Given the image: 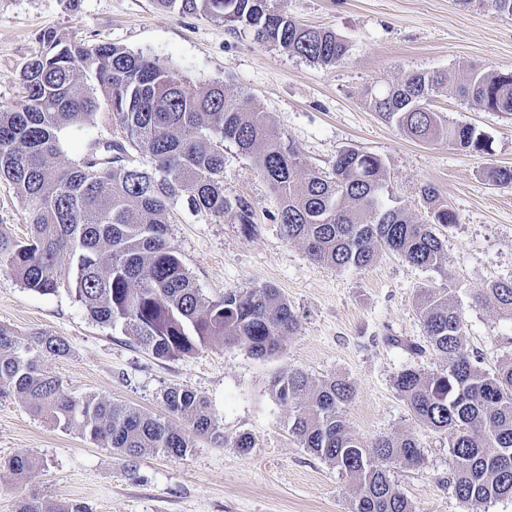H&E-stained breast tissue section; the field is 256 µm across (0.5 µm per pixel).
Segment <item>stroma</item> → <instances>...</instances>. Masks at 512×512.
<instances>
[{"instance_id": "1", "label": "stroma", "mask_w": 512, "mask_h": 512, "mask_svg": "<svg viewBox=\"0 0 512 512\" xmlns=\"http://www.w3.org/2000/svg\"><path fill=\"white\" fill-rule=\"evenodd\" d=\"M303 23L336 31L347 43L340 63L322 66L229 31L223 21L181 15L157 0H0V106L23 96L19 72L40 53L52 31L88 45L112 43L155 58L189 83H223L249 96L289 140L306 173L330 171L354 147L381 157L394 205L414 223L428 220L421 197L433 185L455 210L441 229L446 271L438 273L385 253L371 265L334 269L312 262L286 241L273 219L277 200L252 161L224 147V193L252 208L253 228L173 205L169 241L206 297L269 285L295 311L299 324L273 354L255 357L213 343L192 355L159 360L122 324L91 320L67 289L49 294L24 286L0 269V325L24 340L41 332L64 337L70 352L46 357L45 370L75 395L92 394L140 411L164 412L163 393L184 386L205 399L227 438L251 436L248 452L195 437L186 455L144 453L128 471L112 449L74 430L50 425L20 399L0 397V459L34 454L43 466L25 479L0 470V512H17L25 498L52 506L69 500L92 512H351L348 478L302 448L289 429L291 408L273 379L300 369L312 381L336 376L352 383L345 409L350 432L365 446L383 437L413 436L421 464L389 466L413 512H512V499L464 506L447 481L453 467L448 436L420 424L394 382L405 368L437 372L446 356L424 346L417 293L449 286L463 317L467 352L492 371L512 359V320L494 301H474L476 289L512 277V184L486 177L491 166L512 167V114L459 100L452 87L475 69H512V16L486 0H280ZM413 72H443L448 91L433 107L448 121L486 133L494 154L483 158L446 144L406 138L383 121L366 91L401 83ZM111 130L103 116L65 130L61 163L81 158ZM20 240L30 226L24 199L0 181V225Z\"/></svg>"}]
</instances>
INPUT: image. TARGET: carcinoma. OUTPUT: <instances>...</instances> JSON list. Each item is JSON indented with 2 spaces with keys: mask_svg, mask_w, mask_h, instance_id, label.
I'll return each mask as SVG.
<instances>
[{
  "mask_svg": "<svg viewBox=\"0 0 512 512\" xmlns=\"http://www.w3.org/2000/svg\"><path fill=\"white\" fill-rule=\"evenodd\" d=\"M180 14L203 13L251 32L259 44L282 48L323 65L340 62L346 42L273 6L271 0H157ZM42 52L21 70L20 104L0 106V179L27 203L31 233L16 239L0 225V269L24 287L51 293L65 286L96 322H122L137 345L171 360L215 341L254 355L271 354L295 333L297 318L271 286L205 297L168 239L172 206L183 200L194 212L233 215L253 226L250 205L224 196V142L252 159L278 199L276 220L284 238L304 246L310 259L332 268H363L388 252L440 272L445 260L438 226L457 223L455 211L432 185L421 188L430 210L425 224L409 222L386 203L383 160L355 148L341 152L328 173H300L298 153L252 106L251 98L226 93L224 83H188L141 53L111 44L87 46L54 32L40 36ZM439 72L413 73L396 86L367 92L372 109L403 135L482 155L493 140L470 125L448 121L430 101L446 88ZM458 94L490 112L512 113V70H473ZM106 113L114 138L97 142L77 161L59 165L60 134ZM68 255L67 269L58 258ZM491 296L512 317V278L474 293ZM420 315L428 346L448 356V367L428 373L406 368L395 387L422 425L448 433L455 466L448 485L466 505L512 498V362L488 372L465 351L463 321L449 289L421 290ZM0 327V396L21 399L37 415L124 458L146 451L172 457L193 447V436L247 450L250 436L232 440L218 432L207 402L185 387L163 394L165 412L188 423L191 433L161 415L73 396L44 370L40 357L66 356L61 336L41 333L37 353ZM279 399L294 409L290 430L302 447L349 477L351 512H412L389 476L398 459L417 466L422 457L411 436L384 437L367 448L344 416L352 384L332 377L313 383L300 370L278 375ZM18 478L42 465L32 455L5 461ZM18 512H91L71 500L49 510L35 498Z\"/></svg>",
  "mask_w": 512,
  "mask_h": 512,
  "instance_id": "carcinoma-1",
  "label": "carcinoma"
}]
</instances>
